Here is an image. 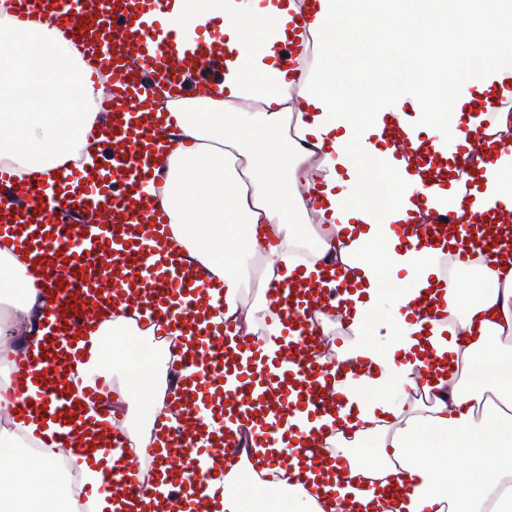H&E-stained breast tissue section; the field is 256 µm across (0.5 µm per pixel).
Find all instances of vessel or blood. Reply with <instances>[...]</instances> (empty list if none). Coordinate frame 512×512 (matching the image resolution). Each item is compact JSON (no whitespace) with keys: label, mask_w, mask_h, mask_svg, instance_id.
Here are the masks:
<instances>
[{"label":"vessel or blood","mask_w":512,"mask_h":512,"mask_svg":"<svg viewBox=\"0 0 512 512\" xmlns=\"http://www.w3.org/2000/svg\"><path fill=\"white\" fill-rule=\"evenodd\" d=\"M165 0H16V24L46 25L73 40L90 66L108 76L112 94L102 109L111 116L85 139L98 162L62 166V179L49 184L38 172L21 176L0 165V254L26 256L42 268L53 294L38 327V357L13 359L10 386L0 407L16 427L40 421L33 441L41 450L70 449L69 470L79 461L118 454L101 489L118 504L144 505L142 497L156 471L166 478L149 512H223V495L206 498L196 489L214 487L241 458V432L270 449L251 456L255 472L284 469L291 482L307 483L328 464L329 449L318 447L325 429L304 433L293 419L335 414L344 404L336 389L334 364L320 351L311 311L345 309L339 289L296 274L274 281L266 294V325L277 326V351L261 332L214 323L213 293L222 280L199 276L197 259L169 243L170 218L162 204L164 180L157 154L175 148L168 110L154 104L156 84L179 97L182 60L175 31L156 35L152 12ZM402 147L424 168L425 197L448 183V161L428 148ZM496 203L468 220L451 207L434 209V223L403 226V239L440 246L456 237L452 253L461 264L483 252L487 265L512 256V221L501 220ZM155 328L172 344L181 365L171 401L179 421L159 412L144 444L130 439L121 424L90 415L102 399H118L104 379L87 381L93 337L101 311Z\"/></svg>","instance_id":"vessel-or-blood-1"}]
</instances>
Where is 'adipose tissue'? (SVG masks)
Wrapping results in <instances>:
<instances>
[{"label": "adipose tissue", "instance_id": "obj_1", "mask_svg": "<svg viewBox=\"0 0 512 512\" xmlns=\"http://www.w3.org/2000/svg\"><path fill=\"white\" fill-rule=\"evenodd\" d=\"M296 8L294 0H170L167 28L180 35V54L219 44L227 49L206 94L168 102L179 147L157 159L165 174L164 205L173 244L193 254L224 282V319L239 320L246 260L261 235L279 243L265 256L270 275L297 267L321 277L317 258L330 256L350 275L353 339L337 361L370 359L375 368L347 377V403L336 414L327 447L350 462L335 478L336 493L353 495L364 512H512V264H473L488 287L455 294L445 323L427 326L416 302L442 278L439 250L404 247L397 225L429 212L421 176L390 145L399 121L410 135L434 137L443 153L467 145L480 117L472 102L512 92V0H320L306 18L322 51L329 82L297 78L279 63ZM454 42L462 67L451 84L442 47ZM415 74H403L404 64ZM91 70L60 32L19 29L0 0V159L21 173L53 172L75 131L107 122L96 111L74 113L94 97ZM259 100L260 112L235 111L236 99ZM411 111H404V104ZM366 183L362 196L351 186ZM319 184L321 223L315 257L301 261L289 227L312 208L298 190ZM458 213L500 202L512 209V143H503L480 176L461 173L445 193ZM34 267L0 258V298L21 291L18 310L41 301ZM389 340L378 344L375 333ZM122 329L104 320L98 361L124 372L133 431L151 429L166 390L165 360L135 370L121 354ZM442 368L414 400L413 377L425 351ZM372 444L366 460L357 450ZM248 458L224 477V512H324L306 486L247 480ZM55 460L24 441L0 450V512H67L68 483Z\"/></svg>", "mask_w": 512, "mask_h": 512}]
</instances>
